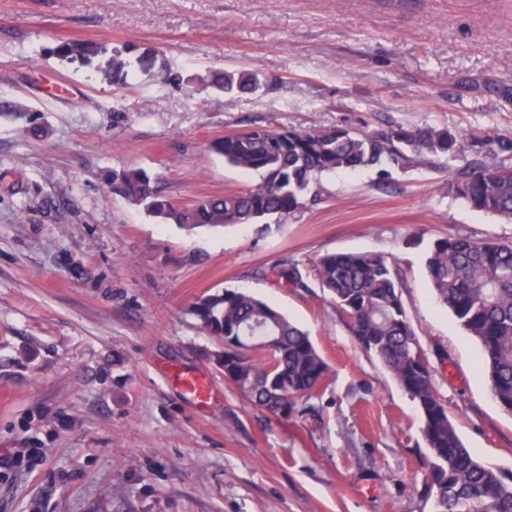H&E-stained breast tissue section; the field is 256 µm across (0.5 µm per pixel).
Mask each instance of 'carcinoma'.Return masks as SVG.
Here are the masks:
<instances>
[{
	"instance_id": "1",
	"label": "carcinoma",
	"mask_w": 512,
	"mask_h": 512,
	"mask_svg": "<svg viewBox=\"0 0 512 512\" xmlns=\"http://www.w3.org/2000/svg\"><path fill=\"white\" fill-rule=\"evenodd\" d=\"M208 86L228 98L255 94L258 78L214 70ZM210 150L260 181L250 190L205 195L178 205L161 194L144 169L112 172V190L164 224L201 226L281 222L302 205L321 176L336 171L431 166L444 157L473 158L448 179V194L469 207L512 221V139L466 137L432 127L389 125L371 131L255 125L216 138ZM426 270L437 302L480 345L490 393L512 415V239L452 234L435 239ZM288 288H307L314 276L346 315L364 351L415 402L429 450L427 494L431 512H512V470L486 465L466 448L420 361L422 349L402 300L399 268L378 253H327L313 271L288 259L261 270ZM192 312L204 330L221 337L213 355L224 381L249 403L276 417L296 411V399L325 385L327 364L308 334L280 310L246 290L224 289L196 299Z\"/></svg>"
}]
</instances>
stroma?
<instances>
[{
  "instance_id": "1",
  "label": "stroma",
  "mask_w": 512,
  "mask_h": 512,
  "mask_svg": "<svg viewBox=\"0 0 512 512\" xmlns=\"http://www.w3.org/2000/svg\"><path fill=\"white\" fill-rule=\"evenodd\" d=\"M75 41L88 53H57ZM215 69L262 87L225 98L204 83ZM0 99L48 130L0 120V456L24 457L0 473V512H431L414 402L317 282L258 275L286 256L391 258L458 434L512 469V416L425 270L436 238H512L448 196L462 159L326 174L288 223L193 231L108 180L147 169L179 204L250 189L258 175L209 145L255 123L512 138V0H0ZM225 288L280 308L328 363L291 417L213 364L222 342L191 305ZM179 371L213 384L208 404Z\"/></svg>"
}]
</instances>
